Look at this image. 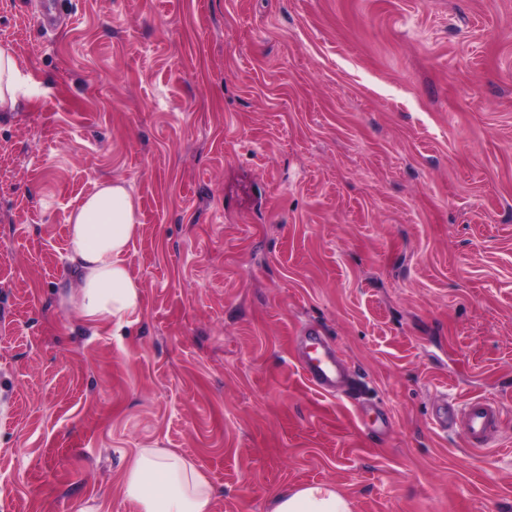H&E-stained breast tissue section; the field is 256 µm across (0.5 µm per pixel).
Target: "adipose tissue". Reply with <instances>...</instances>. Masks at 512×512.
I'll use <instances>...</instances> for the list:
<instances>
[{"label": "adipose tissue", "mask_w": 512, "mask_h": 512, "mask_svg": "<svg viewBox=\"0 0 512 512\" xmlns=\"http://www.w3.org/2000/svg\"><path fill=\"white\" fill-rule=\"evenodd\" d=\"M29 79L15 51L0 48V112L16 111ZM140 224L135 200L121 180L100 183L68 217L65 302L83 328L123 335L136 323L142 285L127 257ZM124 495L139 512H212L215 489L195 461L161 448H141L123 478ZM273 512H352L328 484H310L276 497Z\"/></svg>", "instance_id": "ef3b65f1"}]
</instances>
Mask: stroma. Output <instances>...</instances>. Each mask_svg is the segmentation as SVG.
I'll use <instances>...</instances> for the list:
<instances>
[{
	"mask_svg": "<svg viewBox=\"0 0 512 512\" xmlns=\"http://www.w3.org/2000/svg\"><path fill=\"white\" fill-rule=\"evenodd\" d=\"M0 0V512H137L140 448L213 512H512V0ZM127 183L125 335L62 304L67 218ZM322 330L364 396L296 363ZM499 400L490 448L439 399ZM28 87L29 78L23 74L15 51L1 47L0 112H15ZM157 484L164 490L155 491ZM138 512H213L215 489L195 461L161 448H140L123 478ZM350 501L328 484H310L276 497L272 512H352Z\"/></svg>",
	"mask_w": 512,
	"mask_h": 512,
	"instance_id": "stroma-1",
	"label": "stroma"
}]
</instances>
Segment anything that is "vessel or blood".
Segmentation results:
<instances>
[{
    "instance_id": "1",
    "label": "vessel or blood",
    "mask_w": 512,
    "mask_h": 512,
    "mask_svg": "<svg viewBox=\"0 0 512 512\" xmlns=\"http://www.w3.org/2000/svg\"><path fill=\"white\" fill-rule=\"evenodd\" d=\"M297 343V363L301 375L315 392L334 396L345 388L348 367L340 353L325 335L314 326L304 327ZM501 407L491 398H473L464 404L446 408L437 415L435 424L440 430L456 425L462 430L467 447L486 448L489 435L499 423Z\"/></svg>"
}]
</instances>
